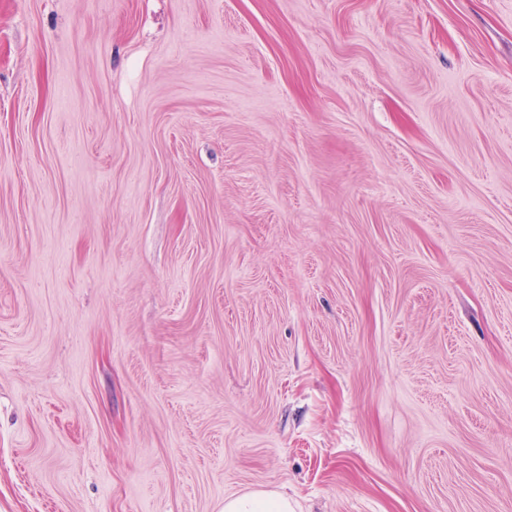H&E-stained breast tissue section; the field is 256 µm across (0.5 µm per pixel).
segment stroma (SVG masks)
<instances>
[{"label":"stroma","mask_w":512,"mask_h":512,"mask_svg":"<svg viewBox=\"0 0 512 512\" xmlns=\"http://www.w3.org/2000/svg\"><path fill=\"white\" fill-rule=\"evenodd\" d=\"M512 512V0H0V512ZM222 512H292V505L286 493L254 491L225 498Z\"/></svg>","instance_id":"stroma-1"}]
</instances>
